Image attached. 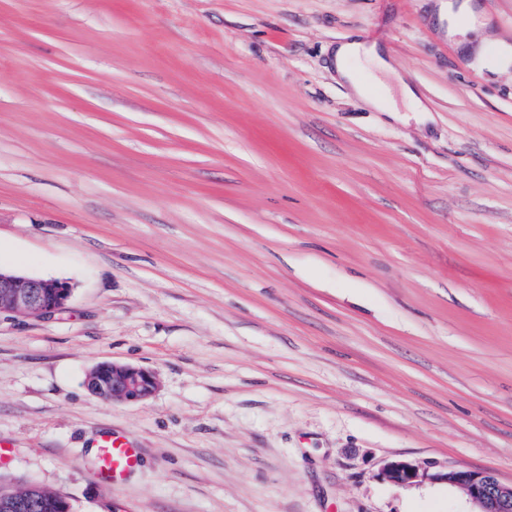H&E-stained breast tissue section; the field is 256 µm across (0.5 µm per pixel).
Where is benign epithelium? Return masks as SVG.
I'll use <instances>...</instances> for the list:
<instances>
[{
  "mask_svg": "<svg viewBox=\"0 0 512 512\" xmlns=\"http://www.w3.org/2000/svg\"><path fill=\"white\" fill-rule=\"evenodd\" d=\"M71 288L65 281L53 278H27L0 269V316L14 318L47 317L66 308ZM85 386L105 400L140 402L156 390L155 375L129 364L106 362L92 368ZM386 479L405 486L419 478L417 467L406 462H391L384 469ZM430 479L452 484L463 490L477 512H512V485H503L488 470L457 469L433 473ZM50 500L57 512H73L63 497L49 494L38 487H29L23 494L0 493V512H25L34 502Z\"/></svg>",
  "mask_w": 512,
  "mask_h": 512,
  "instance_id": "1",
  "label": "benign epithelium"
}]
</instances>
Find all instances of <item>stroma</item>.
<instances>
[{
	"instance_id": "35a3bbf8",
	"label": "stroma",
	"mask_w": 512,
	"mask_h": 512,
	"mask_svg": "<svg viewBox=\"0 0 512 512\" xmlns=\"http://www.w3.org/2000/svg\"><path fill=\"white\" fill-rule=\"evenodd\" d=\"M442 0H0V489L73 512H472L512 484V69ZM377 43L426 109L329 50ZM155 373L105 401L90 369ZM141 450L104 488L107 432ZM392 461L423 476L398 486ZM487 44L494 46V52L487 56L484 47ZM477 61L492 70L508 69L512 65V44L508 39L486 36L482 39L475 51ZM334 57L338 77L349 83L360 99L368 105L385 112H400L395 106H385L383 97L373 94L369 86L358 78L351 67L353 60H363L370 71L394 73L395 71L381 55L375 44L367 45L353 37L336 45ZM72 289L53 278H27L0 268V317H47L66 308ZM85 386L90 393L105 400L140 402L155 392L157 382L155 375L144 368L106 362L87 373ZM429 477L463 490L477 507L474 512H512V484L503 485L491 471L457 469L433 473Z\"/></svg>"
}]
</instances>
